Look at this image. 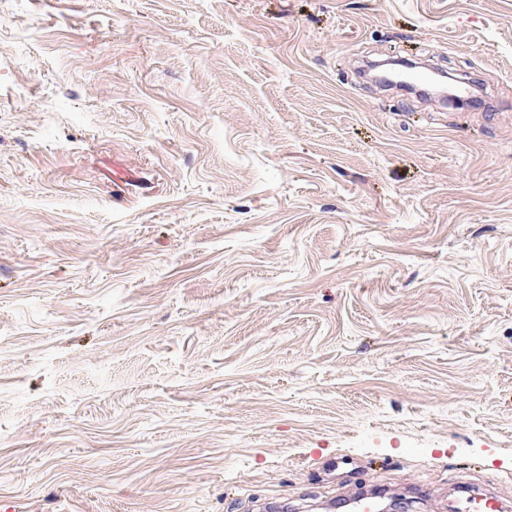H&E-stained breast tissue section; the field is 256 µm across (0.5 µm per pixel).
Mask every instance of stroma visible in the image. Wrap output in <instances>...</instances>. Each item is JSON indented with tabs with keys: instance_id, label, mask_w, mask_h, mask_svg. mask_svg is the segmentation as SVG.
<instances>
[{
	"instance_id": "35a3bbf8",
	"label": "stroma",
	"mask_w": 512,
	"mask_h": 512,
	"mask_svg": "<svg viewBox=\"0 0 512 512\" xmlns=\"http://www.w3.org/2000/svg\"><path fill=\"white\" fill-rule=\"evenodd\" d=\"M334 456L512 512V0H0V512H319Z\"/></svg>"
}]
</instances>
